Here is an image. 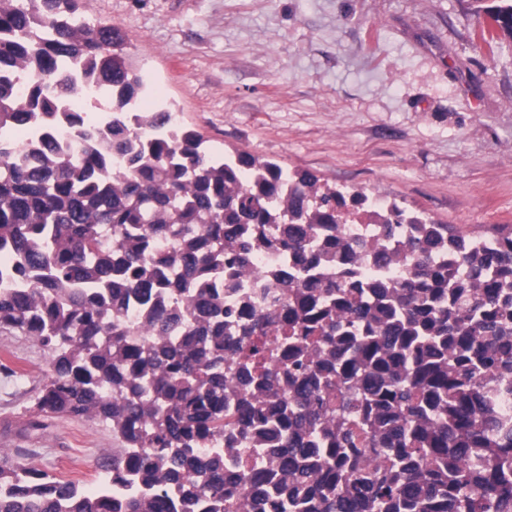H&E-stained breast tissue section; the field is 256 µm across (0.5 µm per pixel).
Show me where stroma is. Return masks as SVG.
Returning <instances> with one entry per match:
<instances>
[{
    "label": "stroma",
    "mask_w": 512,
    "mask_h": 512,
    "mask_svg": "<svg viewBox=\"0 0 512 512\" xmlns=\"http://www.w3.org/2000/svg\"><path fill=\"white\" fill-rule=\"evenodd\" d=\"M494 0H91L147 87L215 151L247 152L487 237L512 226V37L476 25ZM46 350L0 333V448L96 489L112 431L27 429Z\"/></svg>",
    "instance_id": "35a3bbf8"
}]
</instances>
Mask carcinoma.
<instances>
[{"label": "carcinoma", "mask_w": 512, "mask_h": 512, "mask_svg": "<svg viewBox=\"0 0 512 512\" xmlns=\"http://www.w3.org/2000/svg\"><path fill=\"white\" fill-rule=\"evenodd\" d=\"M85 0H0V131L40 126L31 153L0 139V332L49 353L34 413L88 416L121 438L87 492L0 448V512H224V435L253 438L271 467L238 480L243 512H506L512 508V229L446 260L431 231L469 239L395 202L409 218L406 271L366 245L311 248L373 196L249 153L219 155L167 111L131 117L144 90L120 28ZM490 19L512 37V0ZM81 79L114 95L106 129L70 115V146L52 136L61 98ZM22 80L28 95L19 96ZM294 183L283 198L282 181ZM279 212L265 246L291 254L276 316L229 344L252 385L224 419V309L255 247L254 224ZM236 249L224 255V240ZM175 247L166 250L163 241ZM343 260L350 278L315 275ZM147 313L143 335L112 318ZM288 337V365L265 361L261 337Z\"/></svg>", "instance_id": "cac0c4a2"}]
</instances>
